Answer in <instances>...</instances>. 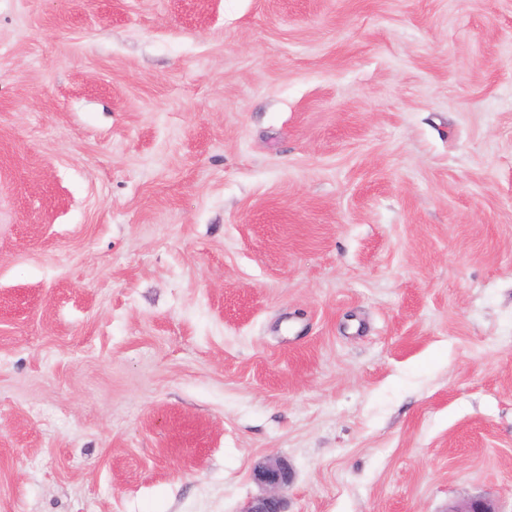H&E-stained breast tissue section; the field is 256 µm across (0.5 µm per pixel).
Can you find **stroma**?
Masks as SVG:
<instances>
[{
    "mask_svg": "<svg viewBox=\"0 0 512 512\" xmlns=\"http://www.w3.org/2000/svg\"><path fill=\"white\" fill-rule=\"evenodd\" d=\"M512 512V0H0V512ZM252 476L265 494L252 500L243 512H288L278 495V490L291 478L288 463L280 457L266 458L256 464Z\"/></svg>",
    "mask_w": 512,
    "mask_h": 512,
    "instance_id": "35a3bbf8",
    "label": "stroma"
}]
</instances>
